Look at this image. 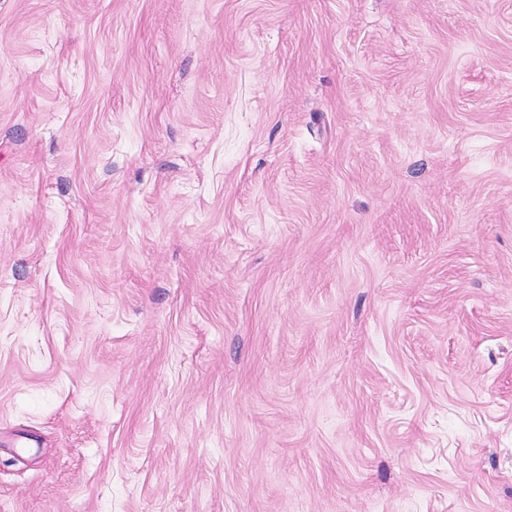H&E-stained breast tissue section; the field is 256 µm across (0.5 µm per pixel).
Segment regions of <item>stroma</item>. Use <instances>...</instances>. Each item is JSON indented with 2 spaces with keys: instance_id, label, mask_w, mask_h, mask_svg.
<instances>
[{
  "instance_id": "stroma-1",
  "label": "stroma",
  "mask_w": 512,
  "mask_h": 512,
  "mask_svg": "<svg viewBox=\"0 0 512 512\" xmlns=\"http://www.w3.org/2000/svg\"><path fill=\"white\" fill-rule=\"evenodd\" d=\"M0 512H512V0H0Z\"/></svg>"
}]
</instances>
